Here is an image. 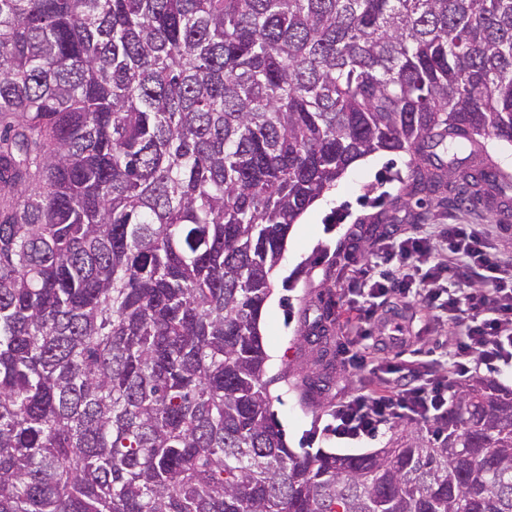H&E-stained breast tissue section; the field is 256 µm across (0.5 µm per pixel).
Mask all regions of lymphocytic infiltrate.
<instances>
[{
  "instance_id": "1",
  "label": "lymphocytic infiltrate",
  "mask_w": 512,
  "mask_h": 512,
  "mask_svg": "<svg viewBox=\"0 0 512 512\" xmlns=\"http://www.w3.org/2000/svg\"><path fill=\"white\" fill-rule=\"evenodd\" d=\"M383 255L397 273L385 278L379 264L363 255L356 264L342 329L367 332L378 322L381 340L395 336L389 300L426 304L452 338L444 357L433 364L409 361L395 366L363 349L350 351L354 365L379 375L377 387H364L337 403L328 434L361 441L401 421L436 423L447 417L456 389L485 364L512 373V257L498 252L480 224H444L439 231L397 236L384 234Z\"/></svg>"
}]
</instances>
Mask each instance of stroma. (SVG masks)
Wrapping results in <instances>:
<instances>
[{
  "label": "stroma",
  "mask_w": 512,
  "mask_h": 512,
  "mask_svg": "<svg viewBox=\"0 0 512 512\" xmlns=\"http://www.w3.org/2000/svg\"><path fill=\"white\" fill-rule=\"evenodd\" d=\"M372 165L351 166L294 224L286 249L272 273L274 291L261 320V333L268 355L267 375L273 396L275 420L289 447L323 449L338 454H360L382 447L391 435L378 436L357 444L328 438L323 428L336 401L352 395L360 385H374L377 374L355 368L343 356H336V370L330 388L313 392L303 403L299 381L322 373L321 337H329L331 348L372 346L376 336H344L341 315L347 303L346 288L351 279V256L361 255L362 243L350 240L357 227L368 229L370 237L387 231L408 235L425 232L435 224H488L498 249L512 255V218L488 223L501 202L496 191L462 207L406 204L404 179L407 157L402 153L377 152ZM396 313L407 333V344L389 345L385 356L392 361H429L448 347L447 331L439 329L421 303L397 307Z\"/></svg>",
  "instance_id": "obj_1"
}]
</instances>
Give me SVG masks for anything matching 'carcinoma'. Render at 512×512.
<instances>
[{
    "label": "carcinoma",
    "instance_id": "cac0c4a2",
    "mask_svg": "<svg viewBox=\"0 0 512 512\" xmlns=\"http://www.w3.org/2000/svg\"><path fill=\"white\" fill-rule=\"evenodd\" d=\"M490 141L512 0H0V512H512V390L298 453L260 330L349 167L449 204Z\"/></svg>",
    "mask_w": 512,
    "mask_h": 512
}]
</instances>
